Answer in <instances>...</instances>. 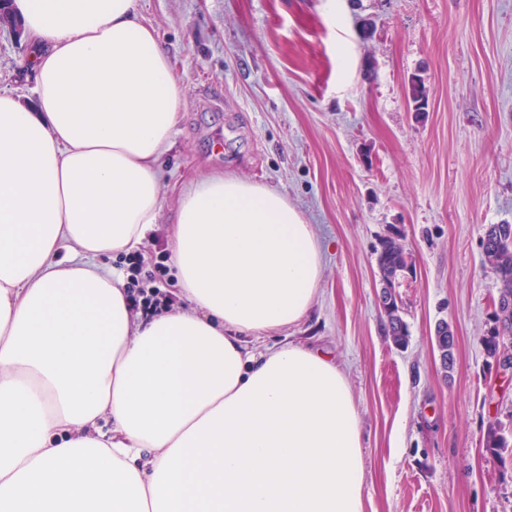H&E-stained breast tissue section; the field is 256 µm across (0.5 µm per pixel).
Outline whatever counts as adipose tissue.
Segmentation results:
<instances>
[{
    "label": "adipose tissue",
    "mask_w": 512,
    "mask_h": 512,
    "mask_svg": "<svg viewBox=\"0 0 512 512\" xmlns=\"http://www.w3.org/2000/svg\"><path fill=\"white\" fill-rule=\"evenodd\" d=\"M13 5L36 104L0 89V512H364L342 371L259 344L310 310V225L206 174L170 226L186 307L132 312L107 260L162 215L184 89L139 0Z\"/></svg>",
    "instance_id": "1"
}]
</instances>
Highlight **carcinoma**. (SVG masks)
I'll return each mask as SVG.
<instances>
[{"mask_svg":"<svg viewBox=\"0 0 512 512\" xmlns=\"http://www.w3.org/2000/svg\"><path fill=\"white\" fill-rule=\"evenodd\" d=\"M409 97L415 105V111L422 112L427 106V96L421 80L412 81ZM482 250L485 260L499 283L498 298L501 304L502 322L505 329L493 330L482 337V345L486 362L491 364L501 358H512V341L505 342V337L512 334V224H491L482 238ZM377 265L381 272L382 282L387 284L383 293L384 323L387 336L398 346H405L408 340V329L401 315L395 294L392 291L393 281L407 269L405 249L397 236H389L381 243L377 253ZM436 337L437 348L443 358L444 372L449 374L454 368L456 336L451 325L446 322L438 324ZM483 447L498 459L512 447V434L505 431L500 424L490 425L484 434Z\"/></svg>","mask_w":512,"mask_h":512,"instance_id":"carcinoma-1","label":"carcinoma"}]
</instances>
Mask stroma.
I'll list each match as a JSON object with an SVG mask.
<instances>
[{
  "mask_svg": "<svg viewBox=\"0 0 512 512\" xmlns=\"http://www.w3.org/2000/svg\"><path fill=\"white\" fill-rule=\"evenodd\" d=\"M187 108L163 159L165 209L140 251H170L182 185L220 171L274 187L310 224L323 276L308 316L267 335L341 367L360 418L364 512H512V379L486 363L498 284L481 239L512 224V0H139ZM25 36L0 29V88L33 99ZM423 79L428 105L408 98ZM399 235L385 336L376 257ZM457 337L452 373L433 343ZM376 261L382 282L388 286L382 289L383 294H388L391 298L390 303V299L384 296L383 313L386 333L396 346L403 347L408 340V329L401 315V307L392 291L395 278L407 269L405 249L398 236H389L383 240ZM483 447L492 456L505 462L504 454L512 447V433L509 435L500 424H491L484 434Z\"/></svg>",
  "mask_w": 512,
  "mask_h": 512,
  "instance_id": "35a3bbf8",
  "label": "stroma"
}]
</instances>
